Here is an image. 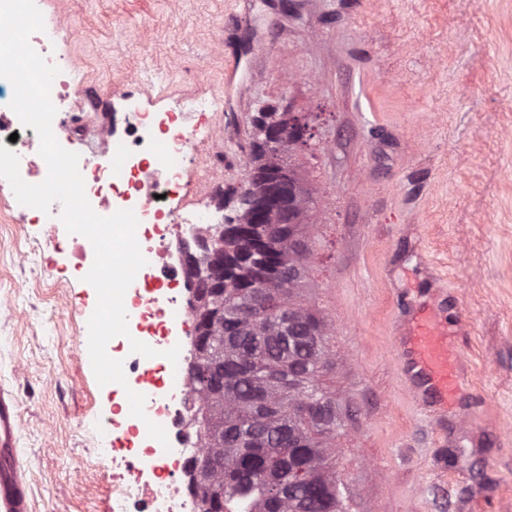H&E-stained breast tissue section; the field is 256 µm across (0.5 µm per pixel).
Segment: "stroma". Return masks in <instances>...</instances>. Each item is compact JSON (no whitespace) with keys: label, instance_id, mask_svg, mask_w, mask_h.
<instances>
[{"label":"stroma","instance_id":"35a3bbf8","mask_svg":"<svg viewBox=\"0 0 512 512\" xmlns=\"http://www.w3.org/2000/svg\"><path fill=\"white\" fill-rule=\"evenodd\" d=\"M63 17L85 85L70 151L133 127L127 95L158 113L214 100L184 120L192 209L229 214L257 113L307 125L292 162L319 190L320 244L304 299L331 328L321 381L352 512H512V0H49L45 23ZM41 217L0 210V387L32 512H112V432L79 354L89 285ZM422 305L467 321L445 406L400 364Z\"/></svg>","mask_w":512,"mask_h":512}]
</instances>
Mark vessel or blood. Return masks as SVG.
I'll use <instances>...</instances> for the list:
<instances>
[{"instance_id":"vessel-or-blood-1","label":"vessel or blood","mask_w":512,"mask_h":512,"mask_svg":"<svg viewBox=\"0 0 512 512\" xmlns=\"http://www.w3.org/2000/svg\"><path fill=\"white\" fill-rule=\"evenodd\" d=\"M449 327L437 313L424 308L414 315L401 340L403 368L413 373L423 393L442 405L460 390L452 370L456 352ZM18 429L17 400L0 389V512H30L29 487L17 458Z\"/></svg>"}]
</instances>
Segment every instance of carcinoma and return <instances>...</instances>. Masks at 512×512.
<instances>
[{
    "label": "carcinoma",
    "mask_w": 512,
    "mask_h": 512,
    "mask_svg": "<svg viewBox=\"0 0 512 512\" xmlns=\"http://www.w3.org/2000/svg\"><path fill=\"white\" fill-rule=\"evenodd\" d=\"M294 150L288 130L272 154L258 145L237 223L218 225L192 265L196 277L215 267L193 312L196 429L201 452L218 461L192 479L199 512H350L336 473L343 423L304 414L312 403H335L320 382L330 365L329 324L301 298L318 190L290 166L301 186L300 223L279 224L262 205L270 174Z\"/></svg>",
    "instance_id": "carcinoma-1"
}]
</instances>
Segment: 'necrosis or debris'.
Wrapping results in <instances>:
<instances>
[{
	"instance_id": "necrosis-or-debris-1",
	"label": "necrosis or debris",
	"mask_w": 512,
	"mask_h": 512,
	"mask_svg": "<svg viewBox=\"0 0 512 512\" xmlns=\"http://www.w3.org/2000/svg\"><path fill=\"white\" fill-rule=\"evenodd\" d=\"M62 30L58 23L30 38L31 46L59 69L50 91L58 108L78 93L69 60L55 50ZM13 94L11 82L0 78V143L17 154L20 175L29 182L41 174L40 158L33 139L23 136V127L10 107ZM135 127L136 134L124 139L117 137L112 124L103 125L95 158L83 162L79 171L97 214L112 215L113 204L119 200L134 203L139 221L136 238L148 262L143 286L130 289L124 301L150 344L168 346L174 330L190 320L189 311L173 307L168 295L172 284L188 279L181 261L182 245L196 237L200 224L209 221L202 212L197 223L183 222L173 204L186 173L185 161L198 139L170 112H139ZM113 342L115 351L125 352L121 337H114ZM125 354L128 377L149 380L153 394L146 398L144 412L170 432L171 460L160 461L155 448L146 445L142 426L123 414L120 403H113L107 423L119 446L112 451V512H196L189 481L173 478L175 467L187 465L196 451L189 426L188 386L179 368L187 357L179 355L177 364L172 365Z\"/></svg>"
}]
</instances>
